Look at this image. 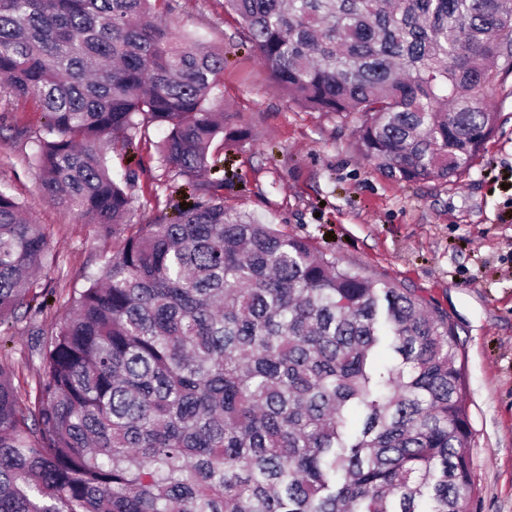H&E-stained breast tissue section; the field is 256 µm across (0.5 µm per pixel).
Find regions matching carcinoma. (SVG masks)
Instances as JSON below:
<instances>
[{
	"mask_svg": "<svg viewBox=\"0 0 512 512\" xmlns=\"http://www.w3.org/2000/svg\"><path fill=\"white\" fill-rule=\"evenodd\" d=\"M271 79L353 123L398 182L477 160L512 75V0H224ZM225 55L154 0H0L3 92L33 97L42 192L126 235L39 348L34 394L0 360V512H464L471 434L448 316L311 239L224 206ZM192 203L134 221L124 148ZM48 238L0 186V325L37 302ZM389 350L395 358L382 363Z\"/></svg>",
	"mask_w": 512,
	"mask_h": 512,
	"instance_id": "1",
	"label": "carcinoma"
}]
</instances>
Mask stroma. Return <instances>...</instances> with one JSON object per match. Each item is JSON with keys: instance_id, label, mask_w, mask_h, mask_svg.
I'll list each match as a JSON object with an SVG mask.
<instances>
[{"instance_id": "stroma-1", "label": "stroma", "mask_w": 512, "mask_h": 512, "mask_svg": "<svg viewBox=\"0 0 512 512\" xmlns=\"http://www.w3.org/2000/svg\"><path fill=\"white\" fill-rule=\"evenodd\" d=\"M176 31L224 50V110L250 132L227 152L224 204L263 224L310 238L343 266L396 282L446 311L455 325L471 424L473 494L467 512H512V89L487 93L497 128L477 161L448 182H396L356 150L349 124L310 112L274 84L224 0H171ZM44 114L33 100L0 95V185L44 225L56 264L43 315L19 313L0 331V359L31 391L39 362L31 347L59 318L55 295L81 290L122 236L75 217L39 189L28 162ZM25 129L29 138H17ZM162 128H146L137 150L107 148L114 171L135 177L139 213L152 216L173 192L159 163Z\"/></svg>"}]
</instances>
